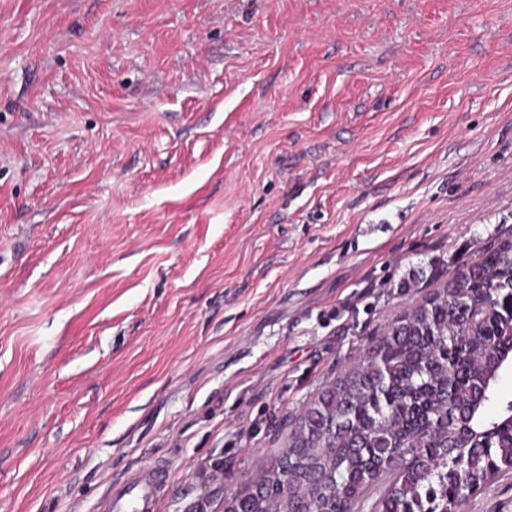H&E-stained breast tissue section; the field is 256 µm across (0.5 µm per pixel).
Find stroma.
<instances>
[{"mask_svg": "<svg viewBox=\"0 0 512 512\" xmlns=\"http://www.w3.org/2000/svg\"><path fill=\"white\" fill-rule=\"evenodd\" d=\"M511 234L512 0H0V512H223ZM168 470L161 464H145L123 481L111 485L100 505L101 512H156Z\"/></svg>", "mask_w": 512, "mask_h": 512, "instance_id": "obj_1", "label": "stroma"}]
</instances>
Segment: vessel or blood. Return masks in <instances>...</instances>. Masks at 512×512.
<instances>
[{
    "instance_id": "vessel-or-blood-1",
    "label": "vessel or blood",
    "mask_w": 512,
    "mask_h": 512,
    "mask_svg": "<svg viewBox=\"0 0 512 512\" xmlns=\"http://www.w3.org/2000/svg\"><path fill=\"white\" fill-rule=\"evenodd\" d=\"M168 471L161 464H146L123 481L110 486L100 512H156Z\"/></svg>"
}]
</instances>
